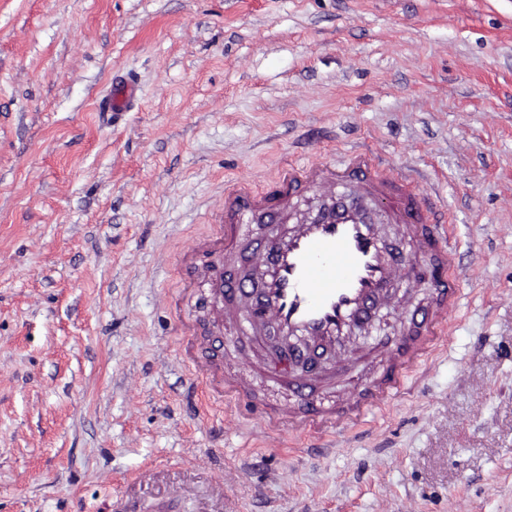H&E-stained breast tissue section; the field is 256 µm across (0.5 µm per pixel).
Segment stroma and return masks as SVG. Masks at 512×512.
<instances>
[{
	"mask_svg": "<svg viewBox=\"0 0 512 512\" xmlns=\"http://www.w3.org/2000/svg\"><path fill=\"white\" fill-rule=\"evenodd\" d=\"M359 144L423 174L456 226L445 339L324 437L215 411L179 358L175 257L225 184ZM427 297L390 292L328 398L368 382ZM126 495L512 512V0H0V512Z\"/></svg>",
	"mask_w": 512,
	"mask_h": 512,
	"instance_id": "1",
	"label": "stroma"
}]
</instances>
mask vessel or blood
Returning <instances> with one entry per match:
<instances>
[{
    "mask_svg": "<svg viewBox=\"0 0 512 512\" xmlns=\"http://www.w3.org/2000/svg\"><path fill=\"white\" fill-rule=\"evenodd\" d=\"M307 193L312 210L287 225ZM384 224L402 225L418 254L398 261L381 234ZM209 241L179 261L188 294L209 307L206 323L182 321V355L200 363L214 400H233L273 427L322 434L339 423L358 424L387 405L436 351L461 306L453 225L420 194L409 170L363 150L288 165L260 187L225 190L224 213ZM248 249L257 263L239 265ZM403 276L430 278V298L386 352L383 374L348 407L323 401L322 359L343 336L368 324ZM229 325L265 347L256 371L271 387L289 390L288 403L269 406L226 368L236 352L224 341Z\"/></svg>",
    "mask_w": 512,
    "mask_h": 512,
    "instance_id": "1",
    "label": "vessel or blood"
}]
</instances>
